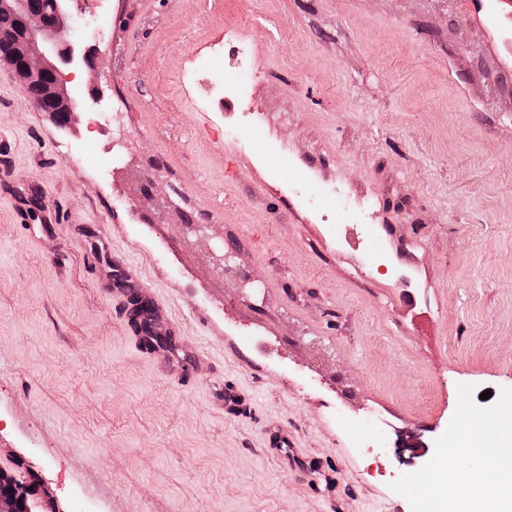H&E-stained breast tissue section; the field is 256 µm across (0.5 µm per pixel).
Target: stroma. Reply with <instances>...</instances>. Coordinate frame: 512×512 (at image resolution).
<instances>
[{"label": "stroma", "mask_w": 512, "mask_h": 512, "mask_svg": "<svg viewBox=\"0 0 512 512\" xmlns=\"http://www.w3.org/2000/svg\"><path fill=\"white\" fill-rule=\"evenodd\" d=\"M98 2L101 111L0 61V472L33 512H412L402 456L478 425L454 512L512 407V7ZM228 35L252 135L193 70Z\"/></svg>", "instance_id": "35a3bbf8"}]
</instances>
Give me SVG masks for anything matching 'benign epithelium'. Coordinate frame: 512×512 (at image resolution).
I'll list each match as a JSON object with an SVG mask.
<instances>
[{
    "instance_id": "obj_1",
    "label": "benign epithelium",
    "mask_w": 512,
    "mask_h": 512,
    "mask_svg": "<svg viewBox=\"0 0 512 512\" xmlns=\"http://www.w3.org/2000/svg\"><path fill=\"white\" fill-rule=\"evenodd\" d=\"M62 2L54 0V11L45 13L27 7V0H0V16L14 17L20 27L13 69L26 85L41 82L48 86V99L35 101L40 111L72 112L79 104L97 112L103 100L97 92H89L78 104L68 93L67 78L76 71H94L96 61L90 48L74 36ZM0 483L8 486L0 490V512H31L19 496L27 489L25 481L1 473Z\"/></svg>"
}]
</instances>
